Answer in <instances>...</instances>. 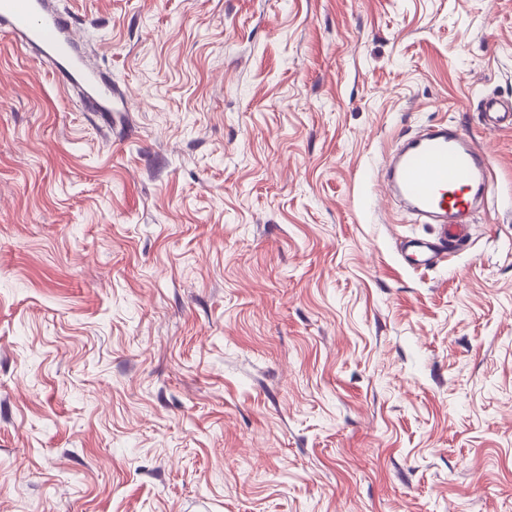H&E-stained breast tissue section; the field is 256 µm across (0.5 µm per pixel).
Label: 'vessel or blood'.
I'll return each mask as SVG.
<instances>
[{
	"label": "vessel or blood",
	"instance_id": "vessel-or-blood-1",
	"mask_svg": "<svg viewBox=\"0 0 512 512\" xmlns=\"http://www.w3.org/2000/svg\"><path fill=\"white\" fill-rule=\"evenodd\" d=\"M0 29L36 47L64 88L83 93L88 111H109L112 90L78 51L72 17L54 9L49 0H0ZM489 172L485 152L445 125L401 150L386 175L387 187L417 217L437 224L435 240L414 237L403 242L401 252L410 267L428 268L448 246L467 239L472 200L487 193Z\"/></svg>",
	"mask_w": 512,
	"mask_h": 512
}]
</instances>
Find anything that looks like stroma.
<instances>
[{"label": "stroma", "mask_w": 512, "mask_h": 512, "mask_svg": "<svg viewBox=\"0 0 512 512\" xmlns=\"http://www.w3.org/2000/svg\"><path fill=\"white\" fill-rule=\"evenodd\" d=\"M125 106L0 32V512H512V0H56ZM448 124L437 265L387 195ZM489 172L485 152L447 125L431 129L401 150L387 172V187L418 218L437 224L435 242L414 237L402 243L400 251L410 267L426 269L449 245L467 239L472 200L488 192Z\"/></svg>", "instance_id": "35a3bbf8"}]
</instances>
